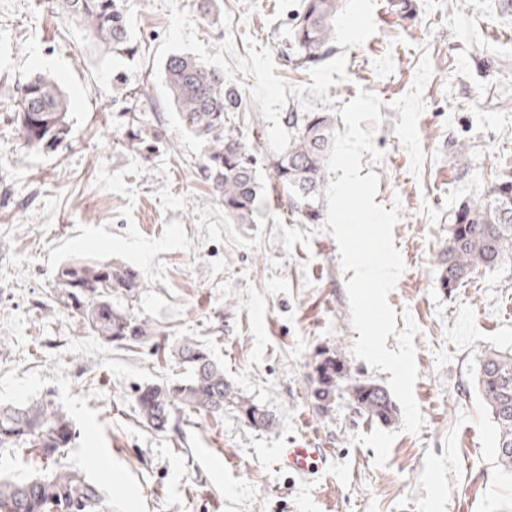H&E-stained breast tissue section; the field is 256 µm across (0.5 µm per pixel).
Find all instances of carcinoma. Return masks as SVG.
<instances>
[{
  "label": "carcinoma",
  "instance_id": "1",
  "mask_svg": "<svg viewBox=\"0 0 512 512\" xmlns=\"http://www.w3.org/2000/svg\"><path fill=\"white\" fill-rule=\"evenodd\" d=\"M63 14L82 22L105 51L134 55L138 45L127 22V0H62ZM340 0H302L290 18L288 62L311 67L333 50ZM169 96L185 127L206 147L202 171L224 204V215L251 224L266 205L257 181L258 153L231 114L239 111L238 90L224 74L203 61L172 55L165 62ZM16 124L31 149L53 152L67 139V101L57 82L38 75L18 94ZM36 113L29 128L26 116ZM288 146L272 161L275 190L288 196L302 221L318 224L323 216L324 171L334 132L327 112L292 105L280 113ZM512 258V175L496 179L485 197L461 203L454 213L448 241L440 253L439 283L458 286L474 269L494 268ZM143 286L136 269L120 263L73 259L55 275L59 304L79 316L86 330L107 344L133 346L151 335L148 325L118 304ZM173 357L189 373L185 379L147 384L137 389L138 418L163 432L177 408L221 414L238 410L254 428L273 425L272 416L224 379V368L196 341L186 339ZM310 397L331 407L346 392L351 406L373 421L389 424L396 412L390 395L368 380H351L342 354L327 348L310 363ZM477 387L498 432V462L512 473V350L488 351L482 358ZM76 435L72 420L51 399L27 404H0V449H31L45 464L41 473L15 479L0 473V512H112L109 500L86 476L60 463L59 453Z\"/></svg>",
  "mask_w": 512,
  "mask_h": 512
}]
</instances>
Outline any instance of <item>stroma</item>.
Segmentation results:
<instances>
[{
  "mask_svg": "<svg viewBox=\"0 0 512 512\" xmlns=\"http://www.w3.org/2000/svg\"><path fill=\"white\" fill-rule=\"evenodd\" d=\"M130 0L139 51L105 52L67 21L61 0H0V402L44 397L77 435L61 457L112 512H512V474L497 462L491 413L475 383L489 350L512 349V261L458 288L438 284L455 208L512 168V11L501 0H416L407 20L387 0H342L336 51L310 68L281 56L298 0ZM204 59L237 87L236 126L270 162L288 145L279 115L293 103L341 109L358 90L381 100L376 203H401L393 229L405 270L388 296L410 311L419 434L383 425L348 399L319 411L307 387L315 351L335 347L353 378L389 373L357 359L358 334L336 239L276 197L252 224L225 218L201 171L204 146L168 99L164 64ZM51 74L70 134L52 153L25 146L13 122L17 87ZM138 130L152 154L131 145ZM464 150L465 165L453 164ZM83 258L137 268L124 307L152 330L128 349L103 343L57 303L54 277ZM204 344L224 377L274 419L252 428L225 408L188 410L157 432L137 416L138 387L181 377L172 353ZM319 444L304 476L281 449Z\"/></svg>",
  "mask_w": 512,
  "mask_h": 512,
  "instance_id": "obj_1",
  "label": "stroma"
}]
</instances>
